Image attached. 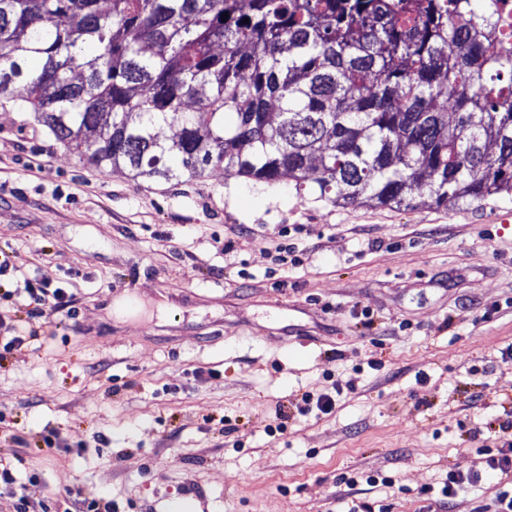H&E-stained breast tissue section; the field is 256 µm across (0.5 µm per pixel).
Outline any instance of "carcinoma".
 I'll list each match as a JSON object with an SVG mask.
<instances>
[{
    "instance_id": "1",
    "label": "carcinoma",
    "mask_w": 512,
    "mask_h": 512,
    "mask_svg": "<svg viewBox=\"0 0 512 512\" xmlns=\"http://www.w3.org/2000/svg\"><path fill=\"white\" fill-rule=\"evenodd\" d=\"M511 38L491 0H0V99L135 178L446 207L512 196Z\"/></svg>"
}]
</instances>
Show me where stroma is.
Returning <instances> with one entry per match:
<instances>
[{"instance_id":"35a3bbf8","label":"stroma","mask_w":512,"mask_h":512,"mask_svg":"<svg viewBox=\"0 0 512 512\" xmlns=\"http://www.w3.org/2000/svg\"><path fill=\"white\" fill-rule=\"evenodd\" d=\"M292 224L299 264L281 268ZM0 251V282L72 296L38 322L0 302L7 324L38 329L0 366V452L30 512L63 488L118 512L192 491L197 512L353 498L420 512L421 489L476 469L491 420L512 412L510 197L343 208L288 177L135 178L80 161L1 100ZM120 295L134 314L113 316ZM338 384L330 414L298 413L302 394ZM48 430L62 447H44Z\"/></svg>"}]
</instances>
